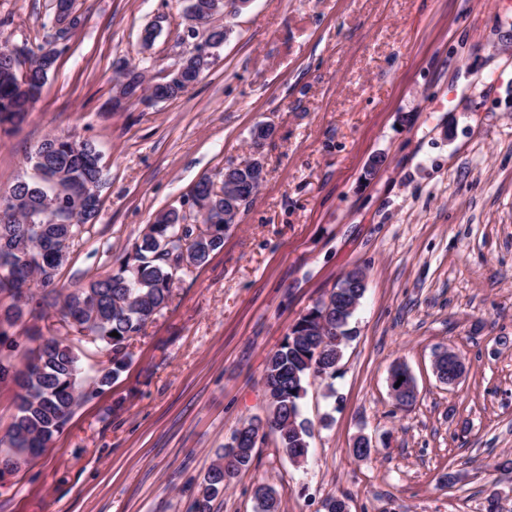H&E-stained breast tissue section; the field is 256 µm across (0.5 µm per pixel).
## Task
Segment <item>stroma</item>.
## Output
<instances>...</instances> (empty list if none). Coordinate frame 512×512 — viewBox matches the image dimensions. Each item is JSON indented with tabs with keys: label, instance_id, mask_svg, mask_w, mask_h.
<instances>
[{
	"label": "stroma",
	"instance_id": "stroma-1",
	"mask_svg": "<svg viewBox=\"0 0 512 512\" xmlns=\"http://www.w3.org/2000/svg\"><path fill=\"white\" fill-rule=\"evenodd\" d=\"M495 2L251 0L215 15L230 34L179 98L110 112L122 61L158 81L186 52L182 2L75 0L67 51L0 133V193L47 136L102 154L100 211L58 287L117 269L160 211L194 219L200 179L255 154L267 175L127 369L0 485V512H188L230 433L265 417L267 354L352 268L366 291L335 376L306 386L305 463L268 435L213 512H255L262 482L284 512L342 495L350 512H512L498 466L512 458V0ZM54 32L52 0H0V45L35 50ZM260 122L275 136L258 149ZM444 347L466 364L454 388L432 370ZM397 363L417 384L405 411L389 394ZM361 433L364 460L350 451Z\"/></svg>",
	"mask_w": 512,
	"mask_h": 512
}]
</instances>
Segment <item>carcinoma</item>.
<instances>
[{"mask_svg": "<svg viewBox=\"0 0 512 512\" xmlns=\"http://www.w3.org/2000/svg\"><path fill=\"white\" fill-rule=\"evenodd\" d=\"M224 8V0H196L193 11L183 15L184 25L202 23ZM27 72H17L11 57L0 47V127L25 118L24 106L34 102L55 69L64 48L45 45L33 53ZM43 156L32 177L17 180L5 197L4 207L19 219L0 222V293L12 304L0 311V340L6 328L22 318L34 301L32 289L44 296L57 293L55 280L63 266L59 245L72 249L99 208L90 202L102 182L101 157L96 146L72 137H48L28 156ZM248 161L226 174L221 193L207 189L200 180L191 192L194 202H203L208 216L197 224H183L175 210L162 211L147 225L139 242L119 268L90 279L63 297L60 309L65 333L45 337L40 329L29 331L36 346L25 353L24 370L16 373L0 361V382L13 380L18 387L17 414L11 424L0 461L22 463L39 456L53 438L62 433L75 407L86 396L80 356L74 339L81 337L108 356V366L96 377L97 388L108 386L131 361L130 341L138 336L162 309L169 305L178 273L207 263L224 243L228 224L257 192ZM230 216L224 223V216ZM353 314L336 324V310L317 301L301 316L276 350L265 360L262 377L269 415L266 426L279 439V450L288 458L307 453L310 429L301 410L302 392L311 377H331L336 352L351 339ZM118 336L112 337L110 333ZM261 424L244 420L237 429L236 445L224 449L200 484L191 512H212V502L242 470L252 463ZM256 512H283L282 496L269 484L254 490Z\"/></svg>", "mask_w": 512, "mask_h": 512, "instance_id": "cac0c4a2", "label": "carcinoma"}]
</instances>
